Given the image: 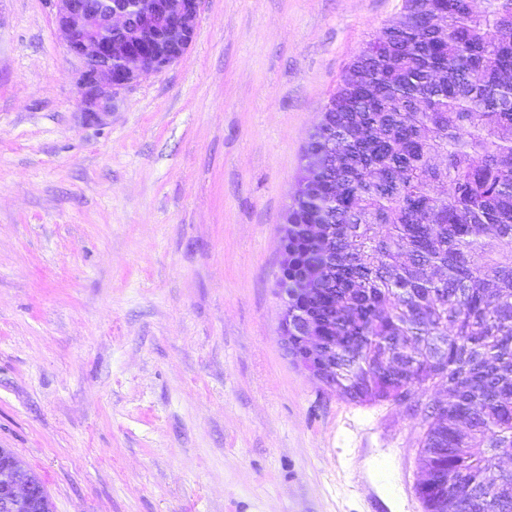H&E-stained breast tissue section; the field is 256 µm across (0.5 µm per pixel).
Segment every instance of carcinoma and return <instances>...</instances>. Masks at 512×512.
Segmentation results:
<instances>
[{
  "label": "carcinoma",
  "mask_w": 512,
  "mask_h": 512,
  "mask_svg": "<svg viewBox=\"0 0 512 512\" xmlns=\"http://www.w3.org/2000/svg\"><path fill=\"white\" fill-rule=\"evenodd\" d=\"M404 0L330 97L288 210V287L336 337L337 394L448 388L424 429L426 512H512V0ZM23 509L51 512L42 482Z\"/></svg>",
  "instance_id": "carcinoma-1"
}]
</instances>
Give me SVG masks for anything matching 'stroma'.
Listing matches in <instances>:
<instances>
[{"label": "stroma", "instance_id": "stroma-1", "mask_svg": "<svg viewBox=\"0 0 512 512\" xmlns=\"http://www.w3.org/2000/svg\"><path fill=\"white\" fill-rule=\"evenodd\" d=\"M403 0H203L101 123L46 0H0V448L53 512H425L410 405L286 350L305 148Z\"/></svg>", "mask_w": 512, "mask_h": 512}]
</instances>
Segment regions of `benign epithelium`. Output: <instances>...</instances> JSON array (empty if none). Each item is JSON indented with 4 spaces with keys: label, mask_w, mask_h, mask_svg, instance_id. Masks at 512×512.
I'll return each mask as SVG.
<instances>
[{
    "label": "benign epithelium",
    "mask_w": 512,
    "mask_h": 512,
    "mask_svg": "<svg viewBox=\"0 0 512 512\" xmlns=\"http://www.w3.org/2000/svg\"><path fill=\"white\" fill-rule=\"evenodd\" d=\"M55 11L58 32L68 52L80 61L77 83L81 111L100 122L113 111L121 94L167 69L191 46L202 0H46ZM285 300L282 340L309 372L325 380L326 359L321 337L304 313L294 314L298 335H288ZM32 487L19 460L0 467V512L25 504Z\"/></svg>",
    "instance_id": "1"
}]
</instances>
